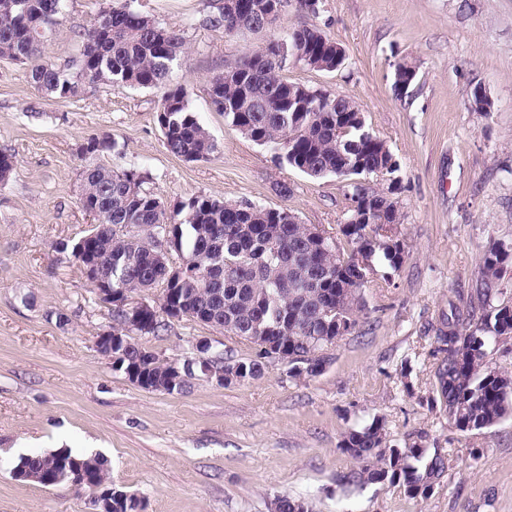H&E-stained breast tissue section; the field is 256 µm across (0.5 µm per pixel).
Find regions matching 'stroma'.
<instances>
[{
  "instance_id": "35a3bbf8",
  "label": "stroma",
  "mask_w": 512,
  "mask_h": 512,
  "mask_svg": "<svg viewBox=\"0 0 512 512\" xmlns=\"http://www.w3.org/2000/svg\"><path fill=\"white\" fill-rule=\"evenodd\" d=\"M108 3L68 0L46 56L59 64L75 57L80 33ZM216 4L136 2L184 38L172 78L219 144L206 160L189 163L166 149L156 117L161 89L89 85L74 99L43 98L25 68L0 59V150L15 157L0 188V512H94L90 495L70 484L10 474L19 456L63 448L103 454L113 487L137 496L144 512H274L281 495L310 512H512V417L457 431L431 404L429 355L431 323L456 292L475 287L484 252L495 242L512 247V0H322L316 15L295 0L286 7L282 28L317 26L346 60L332 73L290 61L283 76L353 100L400 164L393 199L404 262L391 280L371 276L364 332L339 339L323 373L292 378L271 363L243 384L199 377L168 394L132 384L97 352L96 337L113 325L111 307L58 250L96 222L79 203L80 148L89 137H112L117 148L102 164L149 170L150 191L168 206L196 196L248 200L292 210L331 234L346 218L343 181L279 165L212 108L210 79L270 38L204 26ZM403 61L417 78L400 96L394 81ZM477 87L491 111L472 105ZM201 336L213 351L255 354L252 344L186 317L165 336L134 340L183 360ZM377 417L392 443L447 454L429 497L343 483L353 461L340 441Z\"/></svg>"
}]
</instances>
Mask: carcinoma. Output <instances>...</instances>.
Instances as JSON below:
<instances>
[{
    "instance_id": "cac0c4a2",
    "label": "carcinoma",
    "mask_w": 512,
    "mask_h": 512,
    "mask_svg": "<svg viewBox=\"0 0 512 512\" xmlns=\"http://www.w3.org/2000/svg\"><path fill=\"white\" fill-rule=\"evenodd\" d=\"M67 0H0V58L29 69L34 90L43 97L75 98L87 84L128 88H162L157 121L166 148L187 162L208 159L218 144L192 110L184 87L171 83L173 62L183 53L180 33L162 26L151 15L133 7L131 0L103 10L81 33L78 56L58 64L44 56L47 35L65 13ZM248 13L235 12L232 0H219L217 11L203 24L228 34L263 32L278 22L287 0H247ZM299 63L317 71L334 72L342 61L336 42L314 26L288 31ZM277 38L246 52L224 73L209 82L208 94L224 119L254 144L268 150L274 160L301 174L322 179L334 176L345 182L347 202L359 201L373 223L339 227V236L319 246L309 225L288 209L271 208L247 200L226 202L196 196L178 204L173 213L149 190L150 174L132 166L122 172L98 162L116 144L109 138L90 137L81 147L80 200L105 205L110 224L92 229V254L112 288L129 298L166 280L165 267L154 264L158 237L135 226L176 225L178 248L199 259L178 287L169 289V303L183 297L185 314L216 327L230 324L233 335L272 338L288 350L293 362L289 376L316 373L308 365L324 362L328 338H342L367 319L361 299L343 294L347 284L365 287L357 257L370 268L379 264L388 273L398 271L405 258L398 225L400 218L392 194L398 190L399 164L385 142L347 125L358 112L348 98L288 81L276 57ZM380 176L389 181L374 191L365 181ZM512 250L492 244L481 259V287L458 302H450L448 320L434 330L431 356L441 408L448 422L462 432L488 430L512 416V375L489 361L490 345L512 338V304L490 307L504 264ZM217 280L202 288L204 270ZM140 364L150 385L160 383L166 369L151 351L133 343L128 358L113 363L119 371ZM235 364L243 381L260 377L264 353ZM357 466L344 476V484L362 488L383 483L401 487L411 498L420 486H434L448 465L439 451L428 456L413 444H390L380 418L349 431L340 443ZM63 455L77 466L76 479L108 486L105 459L97 454H76L68 449L39 452L18 458L20 470L36 476L54 467Z\"/></svg>"
}]
</instances>
